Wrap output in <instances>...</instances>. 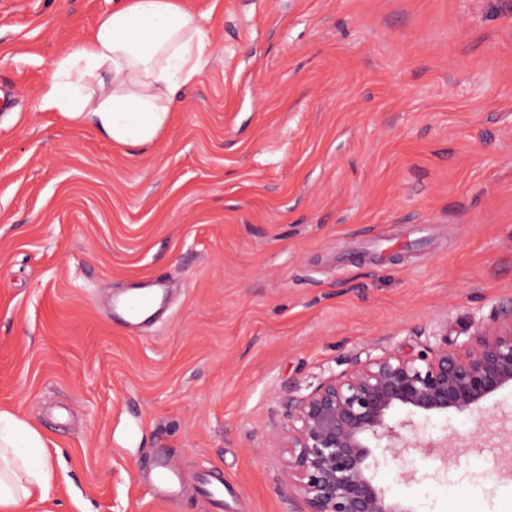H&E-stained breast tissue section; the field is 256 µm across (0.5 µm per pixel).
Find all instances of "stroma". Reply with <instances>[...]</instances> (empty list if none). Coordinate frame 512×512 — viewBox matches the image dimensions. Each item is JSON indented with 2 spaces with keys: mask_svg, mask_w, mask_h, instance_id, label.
Wrapping results in <instances>:
<instances>
[{
  "mask_svg": "<svg viewBox=\"0 0 512 512\" xmlns=\"http://www.w3.org/2000/svg\"><path fill=\"white\" fill-rule=\"evenodd\" d=\"M112 3L0 0V410L55 471L26 512H292L286 396L512 305V0H183L218 50L137 148L39 108ZM161 274V322L112 321ZM393 418L432 449L377 454L387 496L512 512V389ZM148 469L153 474V484L161 497L173 498L179 494L184 477L182 472L176 468L169 457L155 455Z\"/></svg>",
  "mask_w": 512,
  "mask_h": 512,
  "instance_id": "obj_1",
  "label": "stroma"
}]
</instances>
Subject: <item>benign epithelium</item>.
Segmentation results:
<instances>
[{
    "label": "benign epithelium",
    "instance_id": "1",
    "mask_svg": "<svg viewBox=\"0 0 512 512\" xmlns=\"http://www.w3.org/2000/svg\"><path fill=\"white\" fill-rule=\"evenodd\" d=\"M509 386L512 309L474 324L460 345L448 343L444 330L415 353L357 359L309 395L288 397V430L272 445L288 455L294 512H410L373 483L370 441L384 439L385 451L401 456L420 445L389 424L395 411L473 412Z\"/></svg>",
    "mask_w": 512,
    "mask_h": 512
}]
</instances>
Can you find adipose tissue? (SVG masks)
<instances>
[{
  "label": "adipose tissue",
  "mask_w": 512,
  "mask_h": 512,
  "mask_svg": "<svg viewBox=\"0 0 512 512\" xmlns=\"http://www.w3.org/2000/svg\"><path fill=\"white\" fill-rule=\"evenodd\" d=\"M206 18L181 0H114L90 38L56 60L39 107L123 145L152 143L176 91L197 79L217 49ZM54 470L42 434L0 411V512L46 499Z\"/></svg>",
  "instance_id": "obj_1"
}]
</instances>
